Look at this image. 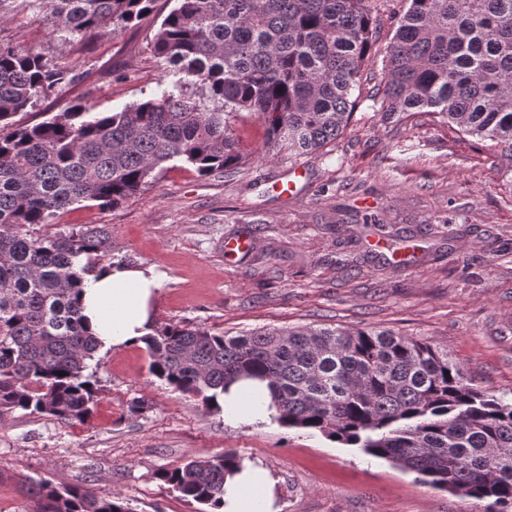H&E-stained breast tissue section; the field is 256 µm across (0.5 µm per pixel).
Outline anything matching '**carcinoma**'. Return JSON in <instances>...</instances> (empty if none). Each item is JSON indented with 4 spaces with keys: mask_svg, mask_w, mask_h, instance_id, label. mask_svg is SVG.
I'll return each mask as SVG.
<instances>
[{
    "mask_svg": "<svg viewBox=\"0 0 512 512\" xmlns=\"http://www.w3.org/2000/svg\"><path fill=\"white\" fill-rule=\"evenodd\" d=\"M155 36L175 68L155 97L119 112L79 107L0 135V416L88 419L101 342L80 297L105 267L93 229L33 236L82 202L117 207L169 162L202 175L243 159L231 125L254 114L266 147L288 157L336 140L372 55L369 0H175ZM385 48L379 111L433 112L512 161V0H408ZM155 0H0V19L44 8L71 36L136 23ZM72 70L0 47V129L59 93ZM150 372L215 408L241 378L268 381L286 428L320 432L418 474L440 490L512 512V397L473 383L448 350L391 331L298 326L230 336L170 325L144 338ZM234 452L163 468L158 477L216 512ZM34 512H132L112 495L27 477Z\"/></svg>",
    "mask_w": 512,
    "mask_h": 512,
    "instance_id": "carcinoma-1",
    "label": "carcinoma"
}]
</instances>
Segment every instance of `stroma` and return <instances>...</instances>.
I'll return each mask as SVG.
<instances>
[{
	"instance_id": "obj_1",
	"label": "stroma",
	"mask_w": 512,
	"mask_h": 512,
	"mask_svg": "<svg viewBox=\"0 0 512 512\" xmlns=\"http://www.w3.org/2000/svg\"><path fill=\"white\" fill-rule=\"evenodd\" d=\"M173 6L156 0L109 35L57 32L45 10L0 20L1 46L34 50L74 75L16 125L74 105L117 112L158 92L154 37ZM370 8L376 60L335 141L297 158L269 154L263 125L244 112L232 123L245 156L238 168L202 176L171 166L118 207L76 204L49 229L105 228L108 261L153 269L154 330L389 329L447 350L475 384L501 394L512 389V176L497 150L432 113L372 107L406 0ZM243 233L249 252L226 255L225 240ZM96 357L99 393L85 422L0 418V512H32L25 476L118 496L132 512H198L156 473L227 451L269 473L280 512H487L486 500L433 488L317 431L208 408L150 373L145 344ZM135 398L149 410L129 414Z\"/></svg>"
}]
</instances>
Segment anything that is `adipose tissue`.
Instances as JSON below:
<instances>
[{"label":"adipose tissue","mask_w":512,"mask_h":512,"mask_svg":"<svg viewBox=\"0 0 512 512\" xmlns=\"http://www.w3.org/2000/svg\"><path fill=\"white\" fill-rule=\"evenodd\" d=\"M159 286L150 270L114 265L91 279L83 294V315L89 330L106 347L140 343L151 332L152 301ZM225 413H245L252 423L270 421L275 414L269 390L257 380H242L220 398ZM272 483L252 465L227 476L220 512H276Z\"/></svg>","instance_id":"adipose-tissue-1"}]
</instances>
